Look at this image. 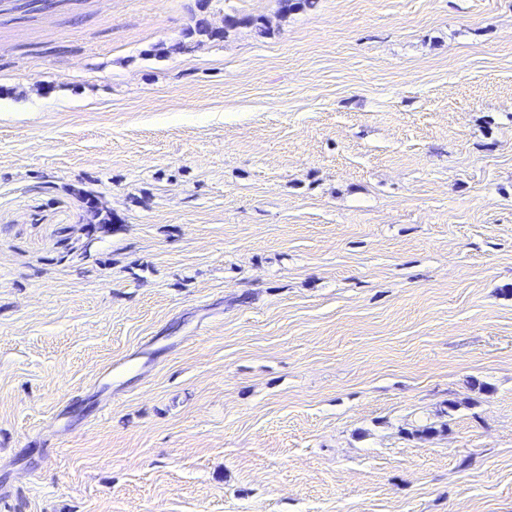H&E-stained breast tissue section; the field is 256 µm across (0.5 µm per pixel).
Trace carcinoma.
Here are the masks:
<instances>
[{"instance_id":"carcinoma-1","label":"carcinoma","mask_w":512,"mask_h":512,"mask_svg":"<svg viewBox=\"0 0 512 512\" xmlns=\"http://www.w3.org/2000/svg\"><path fill=\"white\" fill-rule=\"evenodd\" d=\"M277 13L280 18L312 10L316 7V0H276ZM240 28L250 30L255 36L267 38L275 33L270 21L263 16L250 14H226L224 25L214 26L205 17H193L183 28L180 37L172 42H160L148 50V55L154 57H171L186 55L197 51L207 43L225 39Z\"/></svg>"}]
</instances>
